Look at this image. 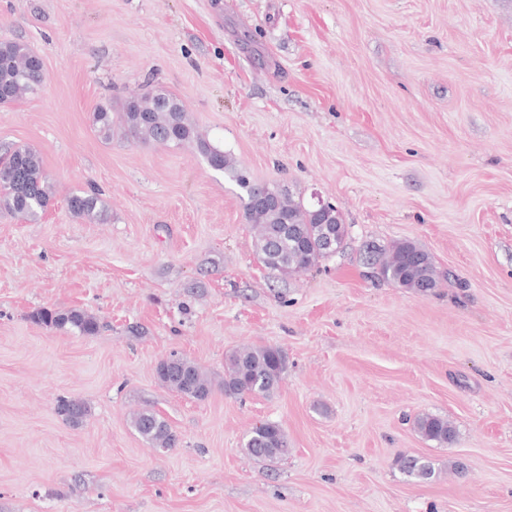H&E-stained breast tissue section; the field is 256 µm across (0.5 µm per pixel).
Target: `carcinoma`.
I'll use <instances>...</instances> for the list:
<instances>
[{
    "instance_id": "1",
    "label": "carcinoma",
    "mask_w": 512,
    "mask_h": 512,
    "mask_svg": "<svg viewBox=\"0 0 512 512\" xmlns=\"http://www.w3.org/2000/svg\"><path fill=\"white\" fill-rule=\"evenodd\" d=\"M43 80V62L27 44L0 42V104L22 99L36 91ZM92 122L107 138L113 127L119 125L144 142L175 147L194 143L211 167L232 172L244 193L245 216L254 231L256 253L270 271L284 278L298 276L329 257L322 249L321 240L328 230L343 223L340 211L330 204L329 211L319 214L279 186L267 187L268 193L276 198L275 205L255 202L250 178L235 167L223 150L200 137L175 96L163 90L148 92L126 100L120 112L101 105L93 112ZM50 201L51 188L37 153L26 147L6 151L0 158V212L35 220L47 210ZM68 207L76 217L91 223L104 224L110 220L107 205L96 191L70 196ZM368 260L381 279L399 288L418 292L440 286V276L431 255L413 242H395L375 251ZM32 319L81 336H95L101 329L97 317L77 308L38 310L32 314ZM170 359L182 366L185 376L166 375L159 370L157 375L161 382L191 399H206L212 391L211 379L198 365L178 354H171ZM287 369V358L280 348L244 346L225 360L224 391L269 397L277 392ZM57 413L66 423L79 426L89 416V408L81 399L63 397L58 400ZM131 425L154 448L176 445L167 421L150 409L134 412ZM415 428L423 439L441 446L456 439L455 427L440 416L422 415L416 419ZM244 451L257 460L275 461L288 454L287 434L279 423L263 422L250 432ZM398 468L420 481L436 475L430 461L415 456L400 457Z\"/></svg>"
}]
</instances>
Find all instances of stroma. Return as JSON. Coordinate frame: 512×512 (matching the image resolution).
Listing matches in <instances>:
<instances>
[{"label":"stroma","mask_w":512,"mask_h":512,"mask_svg":"<svg viewBox=\"0 0 512 512\" xmlns=\"http://www.w3.org/2000/svg\"><path fill=\"white\" fill-rule=\"evenodd\" d=\"M14 40L45 78L0 105V150L36 151L52 201L0 213V512H512V0H0ZM154 89L252 182L335 204L349 247L275 276L227 172L94 128ZM92 187L109 223L68 208ZM403 240L453 280L378 279L364 245ZM44 308L103 329L34 322ZM249 345L288 355L272 397L224 391ZM173 352L212 377L207 399L159 381ZM142 408L175 448L134 432ZM424 413L452 446L418 436ZM265 421L288 435L272 463L241 451ZM32 319L37 323L67 329L81 336H95L101 329L97 317L77 308L67 310H38L33 313ZM73 410L76 414L70 415V411ZM57 413L66 423L79 426L89 416V408L86 402L81 399L63 397L58 400ZM418 434L427 441L436 442L441 446H448L456 439V430L447 419L436 415L426 414L419 416L415 421ZM397 464L400 471L420 481L431 480L436 475L434 465L419 457L402 456L398 459Z\"/></svg>","instance_id":"obj_1"}]
</instances>
